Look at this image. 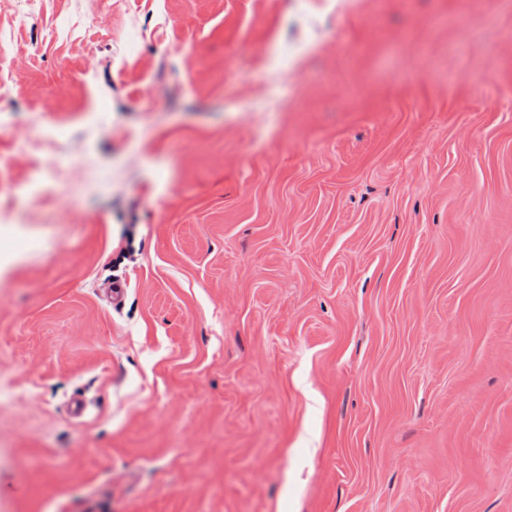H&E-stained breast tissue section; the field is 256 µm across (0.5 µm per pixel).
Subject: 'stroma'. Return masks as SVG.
Here are the masks:
<instances>
[{"label":"stroma","instance_id":"1","mask_svg":"<svg viewBox=\"0 0 512 512\" xmlns=\"http://www.w3.org/2000/svg\"><path fill=\"white\" fill-rule=\"evenodd\" d=\"M0 512H512V0H0Z\"/></svg>","mask_w":512,"mask_h":512}]
</instances>
